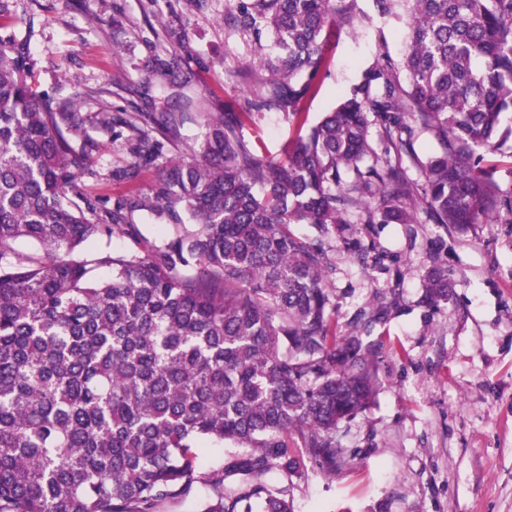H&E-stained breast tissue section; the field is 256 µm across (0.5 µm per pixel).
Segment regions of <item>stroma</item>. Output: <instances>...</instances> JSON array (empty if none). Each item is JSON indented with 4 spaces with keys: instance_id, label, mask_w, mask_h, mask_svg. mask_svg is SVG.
Here are the masks:
<instances>
[{
    "instance_id": "35a3bbf8",
    "label": "stroma",
    "mask_w": 512,
    "mask_h": 512,
    "mask_svg": "<svg viewBox=\"0 0 512 512\" xmlns=\"http://www.w3.org/2000/svg\"><path fill=\"white\" fill-rule=\"evenodd\" d=\"M17 36H29L40 91L69 96L89 89L84 112H149L158 98L184 115L183 136L202 138L206 113L250 97L243 75L250 45L229 35L230 0H14ZM170 26L173 37L162 35ZM404 24L372 15L334 29L316 94L304 110L317 123L358 83L381 53L399 58ZM189 82L170 86L152 69L172 51ZM507 138L483 153L502 198L512 197V111ZM244 134L269 158L295 136L283 113H263ZM387 256L383 269L337 248L335 288L351 316L375 292L398 289L401 307L378 328L382 338L377 400L344 429L345 465L296 481L294 512H512V212L465 229L438 224H378L360 236ZM438 251L452 296L420 306V266Z\"/></svg>"
}]
</instances>
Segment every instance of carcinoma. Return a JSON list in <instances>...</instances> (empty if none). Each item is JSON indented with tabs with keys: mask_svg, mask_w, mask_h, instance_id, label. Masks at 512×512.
<instances>
[{
	"mask_svg": "<svg viewBox=\"0 0 512 512\" xmlns=\"http://www.w3.org/2000/svg\"><path fill=\"white\" fill-rule=\"evenodd\" d=\"M398 5L402 59H379L308 127L327 32L362 20L358 0H236L229 31L259 53L253 98L205 116L190 143L178 112L91 115L80 88L39 94L0 0V512H157L196 484L197 512H293L308 463L344 466L341 428L376 400L375 332L400 292L341 321L329 241L364 264L360 224L468 228L502 203L480 151L500 144L512 110V0H372L381 16ZM264 111L296 120L282 161L244 136ZM92 129L126 156L109 178L159 169L148 191L113 203L89 191ZM419 130L443 151L420 160ZM179 145L184 156H168ZM135 213L170 233L84 257L133 230ZM22 239L39 251L17 250ZM93 267L112 275L95 280ZM421 281V304L448 302L446 266L428 257ZM210 441L242 452L204 481Z\"/></svg>",
	"mask_w": 512,
	"mask_h": 512,
	"instance_id": "1",
	"label": "carcinoma"
}]
</instances>
